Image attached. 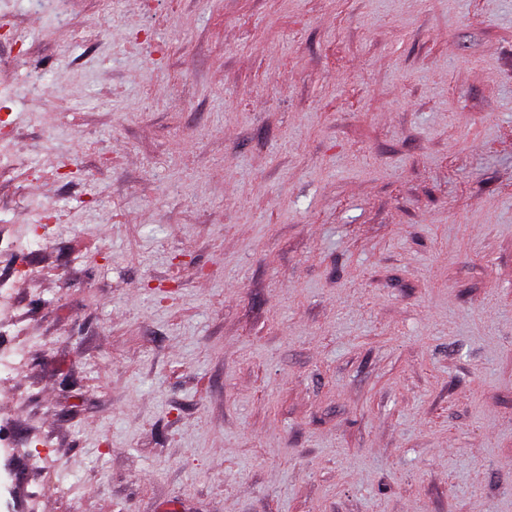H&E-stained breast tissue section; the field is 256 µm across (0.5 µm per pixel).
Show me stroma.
<instances>
[{
    "instance_id": "35a3bbf8",
    "label": "stroma",
    "mask_w": 512,
    "mask_h": 512,
    "mask_svg": "<svg viewBox=\"0 0 512 512\" xmlns=\"http://www.w3.org/2000/svg\"><path fill=\"white\" fill-rule=\"evenodd\" d=\"M0 292V512H512V0H0Z\"/></svg>"
}]
</instances>
